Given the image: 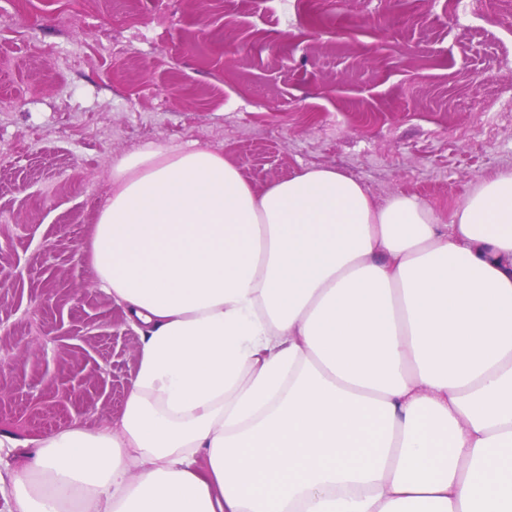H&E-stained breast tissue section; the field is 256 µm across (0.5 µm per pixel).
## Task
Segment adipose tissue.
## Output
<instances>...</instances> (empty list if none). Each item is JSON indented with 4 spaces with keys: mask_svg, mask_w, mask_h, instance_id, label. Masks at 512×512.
I'll return each mask as SVG.
<instances>
[{
    "mask_svg": "<svg viewBox=\"0 0 512 512\" xmlns=\"http://www.w3.org/2000/svg\"><path fill=\"white\" fill-rule=\"evenodd\" d=\"M83 250L138 370L119 418L33 439L13 512H512V169L443 224L150 145Z\"/></svg>",
    "mask_w": 512,
    "mask_h": 512,
    "instance_id": "ef3b65f1",
    "label": "adipose tissue"
}]
</instances>
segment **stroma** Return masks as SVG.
Returning a JSON list of instances; mask_svg holds the SVG:
<instances>
[{
    "label": "stroma",
    "mask_w": 512,
    "mask_h": 512,
    "mask_svg": "<svg viewBox=\"0 0 512 512\" xmlns=\"http://www.w3.org/2000/svg\"><path fill=\"white\" fill-rule=\"evenodd\" d=\"M0 0V432L118 417L140 333L82 246L116 159L224 155L254 190L323 166L449 222L512 169V0Z\"/></svg>",
    "instance_id": "1"
}]
</instances>
